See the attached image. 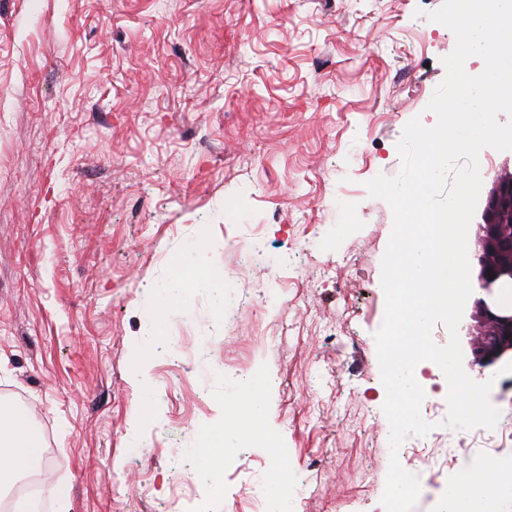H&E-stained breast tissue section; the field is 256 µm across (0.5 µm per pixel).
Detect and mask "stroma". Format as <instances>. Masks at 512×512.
Returning a JSON list of instances; mask_svg holds the SVG:
<instances>
[{"instance_id": "1", "label": "stroma", "mask_w": 512, "mask_h": 512, "mask_svg": "<svg viewBox=\"0 0 512 512\" xmlns=\"http://www.w3.org/2000/svg\"><path fill=\"white\" fill-rule=\"evenodd\" d=\"M441 4L0 0V403L26 415L70 512H231L261 480L292 512H336L357 490L355 512H384L375 334L393 217L365 184L398 174L411 118L437 121L426 106L455 40L428 18ZM251 224L302 272L277 315L259 311L256 266L233 322L201 292L164 319L179 356L147 342L149 288L172 256L202 239L228 266ZM240 413L267 435L192 455ZM434 432L452 452L415 512H448L461 460L512 455L484 427ZM203 466L219 484H174ZM134 359L139 364V376H140V401L141 408L143 411L148 410L151 407L154 390L153 386L149 383L148 373L146 368L143 366L147 360V352L144 349H138L135 352Z\"/></svg>"}]
</instances>
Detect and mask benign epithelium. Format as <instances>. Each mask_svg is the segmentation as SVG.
Masks as SVG:
<instances>
[{
	"mask_svg": "<svg viewBox=\"0 0 512 512\" xmlns=\"http://www.w3.org/2000/svg\"><path fill=\"white\" fill-rule=\"evenodd\" d=\"M512 217V183L496 181L478 200L474 215L478 232L476 280L485 293L474 300L476 330L470 332L474 362L489 367L512 353V265L493 257L512 253V235L503 231L504 217Z\"/></svg>",
	"mask_w": 512,
	"mask_h": 512,
	"instance_id": "benign-epithelium-1",
	"label": "benign epithelium"
}]
</instances>
